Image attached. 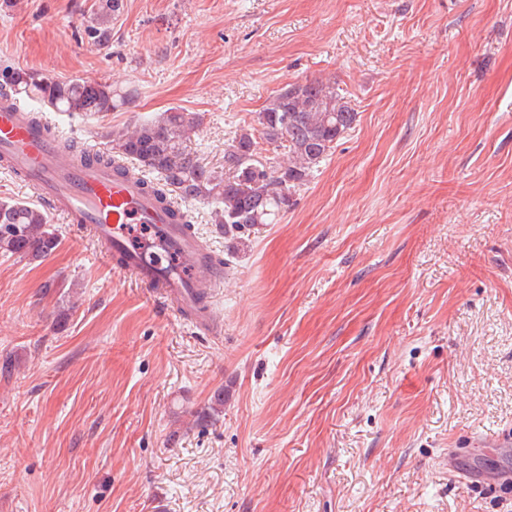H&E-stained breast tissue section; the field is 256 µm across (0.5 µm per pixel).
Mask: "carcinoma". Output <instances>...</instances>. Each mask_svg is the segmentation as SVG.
Listing matches in <instances>:
<instances>
[{
  "instance_id": "carcinoma-1",
  "label": "carcinoma",
  "mask_w": 512,
  "mask_h": 512,
  "mask_svg": "<svg viewBox=\"0 0 512 512\" xmlns=\"http://www.w3.org/2000/svg\"><path fill=\"white\" fill-rule=\"evenodd\" d=\"M122 0H95L87 20V36L98 45L110 41L109 23L119 16ZM0 96L36 100L57 112L105 113L134 102L132 92L117 91L105 81L61 80L49 72L6 70L0 73ZM358 113L336 87L322 81L281 88L257 115V126L243 127L224 150V174L204 165L186 145L198 125L195 115L170 108L157 119L131 131L107 132L112 159L135 162L142 176L157 173L158 182L141 184L158 199L174 192L213 205L212 220L234 239L257 224H269L288 210L292 192L305 184L337 140L351 130ZM287 154L268 166L256 159L255 132ZM48 218L20 201L0 200V249L28 259H41L58 246L46 229Z\"/></svg>"
}]
</instances>
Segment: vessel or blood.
<instances>
[{"label":"vessel or blood","mask_w":512,"mask_h":512,"mask_svg":"<svg viewBox=\"0 0 512 512\" xmlns=\"http://www.w3.org/2000/svg\"><path fill=\"white\" fill-rule=\"evenodd\" d=\"M100 152L89 142L80 158L64 154L46 124L30 122L11 101L0 102V170L31 187L52 215L81 225L108 259L147 290L170 297L197 329L213 331L205 295L222 284L223 266L213 263L198 236L178 224V203L158 204L139 183L98 161ZM129 224L147 225L150 237L132 243L125 233ZM168 250L179 252L181 267L164 265L161 254Z\"/></svg>","instance_id":"obj_1"}]
</instances>
